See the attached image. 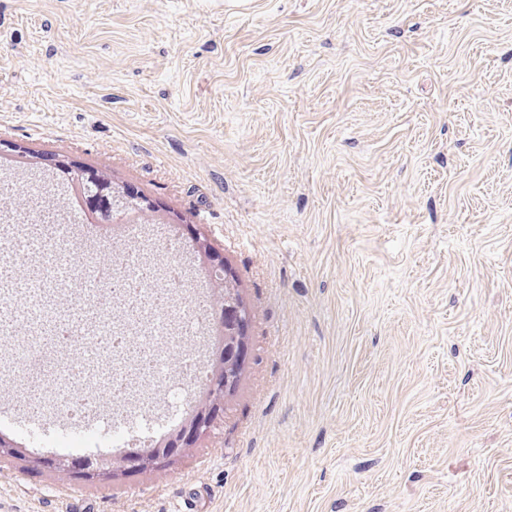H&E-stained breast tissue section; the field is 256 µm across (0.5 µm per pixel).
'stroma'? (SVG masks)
Instances as JSON below:
<instances>
[{
	"label": "stroma",
	"mask_w": 512,
	"mask_h": 512,
	"mask_svg": "<svg viewBox=\"0 0 512 512\" xmlns=\"http://www.w3.org/2000/svg\"><path fill=\"white\" fill-rule=\"evenodd\" d=\"M0 162L128 185L250 311L197 448L0 512H512V0H0Z\"/></svg>",
	"instance_id": "1"
}]
</instances>
